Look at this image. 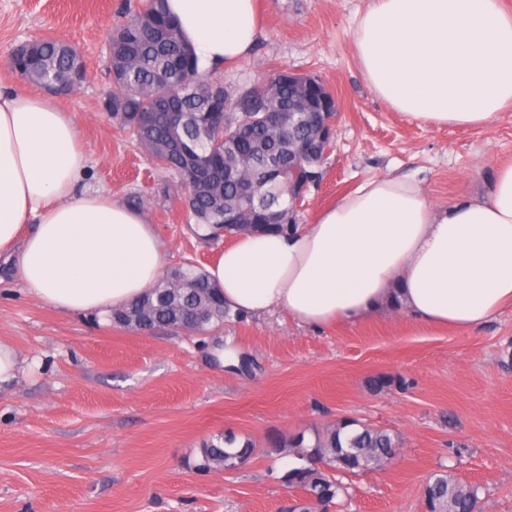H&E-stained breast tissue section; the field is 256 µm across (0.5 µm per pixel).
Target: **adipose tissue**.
<instances>
[{
  "label": "adipose tissue",
  "mask_w": 512,
  "mask_h": 512,
  "mask_svg": "<svg viewBox=\"0 0 512 512\" xmlns=\"http://www.w3.org/2000/svg\"><path fill=\"white\" fill-rule=\"evenodd\" d=\"M200 70L247 56L257 0H165ZM366 81L426 124L481 128L512 106V12L501 0H370L353 32ZM80 127L54 98L0 82V263L61 313L109 314L161 279L141 209L82 186ZM237 316L315 330L401 310L467 334L512 306V162L487 190L433 204L403 176L366 181L316 223L242 235L207 268Z\"/></svg>",
  "instance_id": "adipose-tissue-1"
}]
</instances>
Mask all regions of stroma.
<instances>
[{"label":"stroma","mask_w":512,"mask_h":512,"mask_svg":"<svg viewBox=\"0 0 512 512\" xmlns=\"http://www.w3.org/2000/svg\"><path fill=\"white\" fill-rule=\"evenodd\" d=\"M124 0H0V54L52 37L77 46L88 79L62 99L93 164L84 183L120 199L147 194L165 265L211 264L224 243L196 239L170 176L103 109L105 43ZM253 51L225 65L234 90L273 71L318 76L339 104L324 179L295 215L314 223L359 184L388 175L438 205L484 190L512 159V109L488 126L421 124L368 86L352 30L368 0H258ZM0 340L23 359L0 386V512H296L294 458L273 443L354 419L399 435L384 468L349 475L341 512H424L427 477L479 485L483 512H512V307L461 335L397 312L316 332L285 313L229 319L205 336L141 334L95 314H66L0 285ZM260 453L235 471L189 463L214 435Z\"/></svg>","instance_id":"1"}]
</instances>
